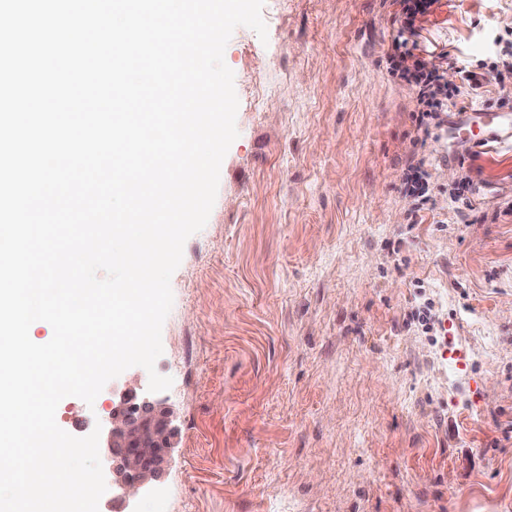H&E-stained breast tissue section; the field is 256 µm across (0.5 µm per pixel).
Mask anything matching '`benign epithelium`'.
I'll return each mask as SVG.
<instances>
[{"label":"benign epithelium","instance_id":"7a95c632","mask_svg":"<svg viewBox=\"0 0 512 512\" xmlns=\"http://www.w3.org/2000/svg\"><path fill=\"white\" fill-rule=\"evenodd\" d=\"M175 418L174 409L145 396L139 380L125 385L104 421L103 450L112 460L110 512H133L137 496L158 481L174 448Z\"/></svg>","mask_w":512,"mask_h":512}]
</instances>
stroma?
Returning a JSON list of instances; mask_svg holds the SVG:
<instances>
[{"mask_svg": "<svg viewBox=\"0 0 512 512\" xmlns=\"http://www.w3.org/2000/svg\"><path fill=\"white\" fill-rule=\"evenodd\" d=\"M395 12L265 0L267 40L234 31L239 136L155 364L177 446L137 512H512V145L440 161L386 68ZM504 40L512 0H439L417 38L452 87ZM134 376L58 426L89 435ZM423 166V161L415 165L410 164L401 183L403 193L418 200L420 205L418 207L419 211L426 209L425 206L432 200L428 181L430 174L427 170L423 169Z\"/></svg>", "mask_w": 512, "mask_h": 512, "instance_id": "35a3bbf8", "label": "stroma"}]
</instances>
